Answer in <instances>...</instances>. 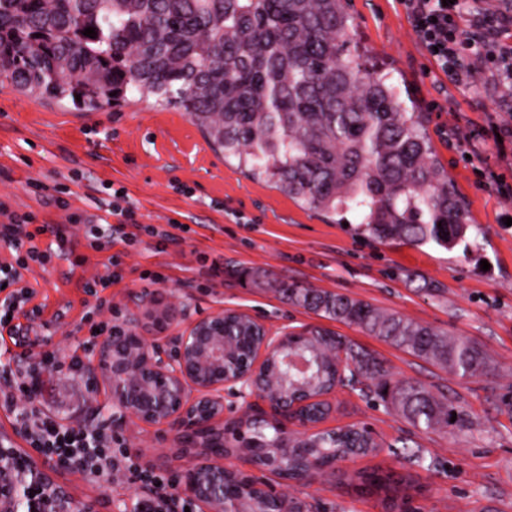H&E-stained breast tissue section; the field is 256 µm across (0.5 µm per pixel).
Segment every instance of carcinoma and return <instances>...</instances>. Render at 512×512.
Returning a JSON list of instances; mask_svg holds the SVG:
<instances>
[{
    "label": "carcinoma",
    "instance_id": "carcinoma-1",
    "mask_svg": "<svg viewBox=\"0 0 512 512\" xmlns=\"http://www.w3.org/2000/svg\"><path fill=\"white\" fill-rule=\"evenodd\" d=\"M96 37L83 35L86 28ZM346 0H0V78L19 93L39 92L97 112L137 92L186 112L208 140L249 176L331 214L358 213L381 240L453 249L467 243L469 214L432 149L416 112L388 77L362 68L350 48ZM288 302L355 326L461 379L485 373L489 356L467 336L379 308L348 294L274 284ZM299 344L314 370L310 396L338 383L374 394L416 430L469 428L461 401L412 381H395L371 353L321 327ZM344 362L335 378L333 360ZM456 420H451V417ZM273 422L246 427L240 442L256 455L281 442ZM381 446L366 427L308 437L288 449V478L320 474ZM413 466L433 462L402 447ZM365 487L397 493L404 477L377 468Z\"/></svg>",
    "mask_w": 512,
    "mask_h": 512
}]
</instances>
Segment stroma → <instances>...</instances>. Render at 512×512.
Here are the masks:
<instances>
[{"label":"stroma","instance_id":"1","mask_svg":"<svg viewBox=\"0 0 512 512\" xmlns=\"http://www.w3.org/2000/svg\"><path fill=\"white\" fill-rule=\"evenodd\" d=\"M350 12L353 43L367 67L389 74L423 113L432 145L476 227L469 249L382 241L361 228L356 213L340 217L304 208L272 183L248 176L235 158L224 157L186 112L136 94L87 112L68 99L42 100L0 86V204L50 225L51 233L42 237L47 244L54 231H69V214L108 218L113 190L125 189L145 230L136 244L118 241L112 247L122 256V278L103 292L112 303L103 318L117 323L138 316L146 336L156 333L149 312L173 299L185 303L194 318L224 308L246 312L274 330L318 323V316L274 289L239 278V271L249 270L346 293L470 337L487 352L490 369L461 381L356 327L329 322V329L383 360L395 380L457 394L471 427L424 434L379 399L339 388L328 397L332 411L323 429L369 426L383 452L339 463L309 480L270 472L264 478L316 512H398L392 501L355 481V473L374 467L412 473L416 483L409 495L423 512H512V415L499 402L512 387V225L505 223L512 218V198L501 191L512 185V142L498 146L470 135L486 113L500 109L501 92L489 82L477 88L451 82L424 51L400 0H350ZM60 186L69 190L64 209L55 202ZM172 220L188 225V232L176 233L156 251L147 227L161 230ZM75 252L86 256L85 264L56 257L26 272L35 292L31 303L41 307L46 322L29 329L26 338L89 364L100 339L91 336L84 318L95 302L84 285L105 274L109 253L84 243ZM203 255L223 263V285L206 287ZM147 270L164 273L166 282L143 280ZM42 380L40 409L63 418L75 413L88 422L112 412L105 385H92L88 376L71 382L46 374ZM112 434L143 466L180 476L170 437L132 420L113 426ZM405 439L423 448L435 467L414 469L388 454V445ZM37 467L68 498L93 502L94 512H129L136 488L127 480L98 484L43 458Z\"/></svg>","mask_w":512,"mask_h":512}]
</instances>
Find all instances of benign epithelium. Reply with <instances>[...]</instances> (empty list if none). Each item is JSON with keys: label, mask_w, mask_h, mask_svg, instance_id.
Wrapping results in <instances>:
<instances>
[{"label": "benign epithelium", "mask_w": 512, "mask_h": 512, "mask_svg": "<svg viewBox=\"0 0 512 512\" xmlns=\"http://www.w3.org/2000/svg\"><path fill=\"white\" fill-rule=\"evenodd\" d=\"M241 312L218 310L190 318L182 302L153 312L161 326L181 319L185 329L167 342L137 332L136 319L122 322L121 338L110 334L98 345L92 374L110 385L112 423L134 419L139 424L173 435L178 456L187 458L177 493L193 500L200 512H225L224 476L233 474L246 484L247 494L236 502L235 512H253L257 499H288L265 484L224 463V393L240 398L255 396L270 408V420L296 423L298 437L308 438L316 424L302 420L301 412L314 399L288 402L273 382L263 387L257 376L266 361L304 368L290 344L289 330L272 331L254 320L260 335L251 351L238 353L234 337L224 333V318Z\"/></svg>", "instance_id": "obj_1"}]
</instances>
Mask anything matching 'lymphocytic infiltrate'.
<instances>
[{
    "label": "lymphocytic infiltrate",
    "instance_id": "lymphocytic-infiltrate-1",
    "mask_svg": "<svg viewBox=\"0 0 512 512\" xmlns=\"http://www.w3.org/2000/svg\"><path fill=\"white\" fill-rule=\"evenodd\" d=\"M401 2L425 51L432 53L451 81L464 85L490 78L512 96V0H455L448 6L442 0ZM112 212L120 216V223L96 224L78 213L70 216L73 228L82 231L91 249L109 254L107 273L85 285L87 294L95 296L98 311L105 302L97 298V291L120 278L121 258L111 248L116 241L134 240L139 226L133 207L116 203ZM46 230L30 213H9L7 223L0 225V245L11 254L10 260L0 263V334H18L13 315L26 314L32 322L41 317V307L28 305L34 291L24 274L31 264L74 253L72 239L59 232L53 246L41 248L40 237ZM19 359V368L0 369V409L12 415L31 451L14 453L10 467L0 470V483L9 488L7 495L0 496V512H68L65 499L51 496L36 471L38 455L96 483L122 477L138 484L134 512H185L189 501L175 495V478L143 468L125 450L113 447L112 430L106 424L65 423L51 412L23 405L26 395L39 391L43 373L81 374L79 356L64 358L54 350L36 352L27 347Z\"/></svg>",
    "mask_w": 512,
    "mask_h": 512
}]
</instances>
